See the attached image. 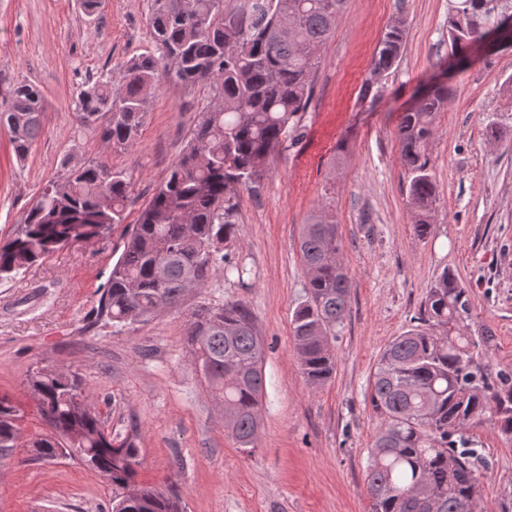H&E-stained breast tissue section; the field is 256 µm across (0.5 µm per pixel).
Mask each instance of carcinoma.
Masks as SVG:
<instances>
[{
	"instance_id": "1",
	"label": "carcinoma",
	"mask_w": 512,
	"mask_h": 512,
	"mask_svg": "<svg viewBox=\"0 0 512 512\" xmlns=\"http://www.w3.org/2000/svg\"><path fill=\"white\" fill-rule=\"evenodd\" d=\"M347 0H155L150 26L155 51L125 61L81 90L77 122L99 132L113 150L134 146L146 115L149 90L160 85L199 86L207 91L182 155L157 186L136 223L128 225L98 307L113 326L144 322L172 308L190 287L204 288L226 263L220 245L235 229L241 191L266 177V160L287 138L303 136L322 45L335 32ZM512 0H450L448 35L453 62L473 42L490 36L512 47ZM406 41L404 23L390 26L371 63L363 93L398 63ZM451 94L438 84L402 113L397 125L400 160L410 175L409 204L419 237L433 233L430 211L436 183L428 146L435 119ZM11 106L0 112L17 160L27 158L44 126L45 98L30 82L9 90ZM15 234L0 243V276H16L61 246L109 234L124 223L132 202V176L105 162L60 163ZM307 270L304 300L293 317V340L302 373L313 389L336 374L333 341L349 314L352 282L342 266L332 205L315 208L298 239ZM467 290L443 270L429 289L421 322L382 351L369 396L380 419L366 468L370 512H476L481 470L475 449L454 438L470 422L490 415L494 429L512 438V376L491 379L476 360L480 343L463 329ZM190 354L202 358L201 381L224 404V429L243 448L253 445L260 424L265 379L263 344L246 304L203 307L187 321ZM47 432L31 447L42 459L76 457L120 490L112 512H183L181 501L159 487L135 481L139 448L131 436L106 429L76 371L45 365L26 375ZM20 408L0 395V457L15 447ZM131 461L109 470L98 449Z\"/></svg>"
}]
</instances>
